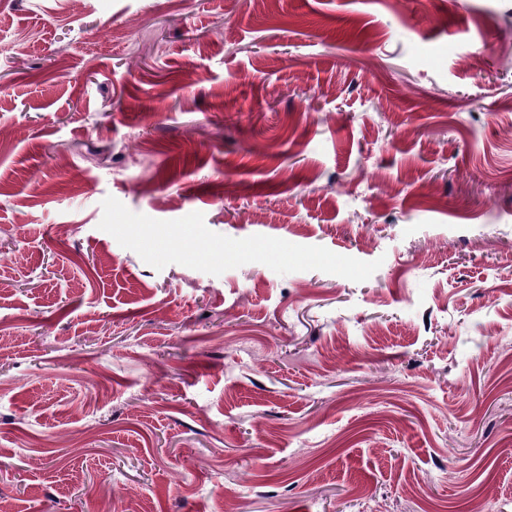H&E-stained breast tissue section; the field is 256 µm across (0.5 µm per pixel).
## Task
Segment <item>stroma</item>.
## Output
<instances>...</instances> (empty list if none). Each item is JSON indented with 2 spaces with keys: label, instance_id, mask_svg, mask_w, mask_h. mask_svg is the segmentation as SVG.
<instances>
[{
  "label": "stroma",
  "instance_id": "stroma-1",
  "mask_svg": "<svg viewBox=\"0 0 512 512\" xmlns=\"http://www.w3.org/2000/svg\"><path fill=\"white\" fill-rule=\"evenodd\" d=\"M0 499L512 512V0H0Z\"/></svg>",
  "mask_w": 512,
  "mask_h": 512
}]
</instances>
